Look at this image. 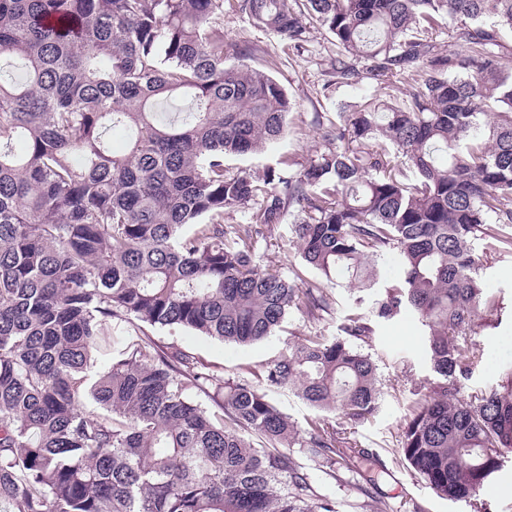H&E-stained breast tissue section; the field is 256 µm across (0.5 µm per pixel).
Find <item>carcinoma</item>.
<instances>
[{
  "label": "carcinoma",
  "mask_w": 512,
  "mask_h": 512,
  "mask_svg": "<svg viewBox=\"0 0 512 512\" xmlns=\"http://www.w3.org/2000/svg\"><path fill=\"white\" fill-rule=\"evenodd\" d=\"M237 0L253 24L306 41L293 3ZM310 17L376 80L417 65L422 82L366 102L324 132V151L288 173H230L284 134L290 102L265 72L226 65L224 0H0V507L3 512H336L298 458L349 472L352 422L378 410L373 320L424 328L431 372L398 432L407 467L440 497L488 512L480 492L512 448V370L468 394L482 362L484 288L474 243L512 250V72L501 36L512 0H305ZM469 49L426 36L435 16ZM336 84L358 72L342 58ZM182 97L184 115L158 104ZM129 133L125 154L107 134ZM24 141L17 152L14 139ZM401 154L407 169L391 165ZM298 213L297 250L316 275L261 269L265 233ZM246 210L244 224L224 214ZM495 216L496 226L487 224ZM395 250L400 275L344 337L288 343L256 381L217 378L114 321L182 327L248 346L291 310L332 313L328 284L371 289ZM112 364L95 380L96 355ZM211 395L213 412L192 398ZM318 415L300 427L271 399ZM102 414L83 412L85 401Z\"/></svg>",
  "instance_id": "cac0c4a2"
}]
</instances>
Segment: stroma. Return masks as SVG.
I'll use <instances>...</instances> for the list:
<instances>
[{"label": "stroma", "mask_w": 512, "mask_h": 512, "mask_svg": "<svg viewBox=\"0 0 512 512\" xmlns=\"http://www.w3.org/2000/svg\"><path fill=\"white\" fill-rule=\"evenodd\" d=\"M220 23L225 40L248 44L251 65L269 72L292 103L284 136L265 154L231 161L235 173L253 172L282 159L287 160L290 172H297L319 150L326 127L337 121L340 113L367 101L392 102L415 88L423 76L422 69L416 68L389 87L370 78L369 61L356 58L352 64L357 78L352 83L336 85L332 82L331 64L341 49L334 36L315 21H308L307 40L298 49L255 27L244 12L225 10ZM294 221V216H286L283 224L275 226L260 241L256 262L261 268L285 274L300 266L298 251L290 243ZM480 256L484 286L499 295L501 308L482 319L476 330V341L484 356L469 382L475 390L490 388L501 371L512 368V253L484 249ZM333 295L336 309L332 316L312 321L301 312L292 311L276 336L251 346L225 344L190 330L152 327L138 321L133 327L139 336L194 357L220 377H246L299 336L314 331L329 337L341 335L354 306L371 310L376 298L369 291L357 297L343 288L334 289ZM373 328L368 351L378 361L383 396L373 418L349 427L355 448L371 453L382 465L379 486L367 495L358 485L322 475L318 478L320 492L335 498L336 512H390L399 506L406 512H474L467 503L439 497L411 473L398 453L396 435L405 423L407 404L430 376L422 326L405 313L390 321L374 322Z\"/></svg>", "instance_id": "35a3bbf8"}]
</instances>
